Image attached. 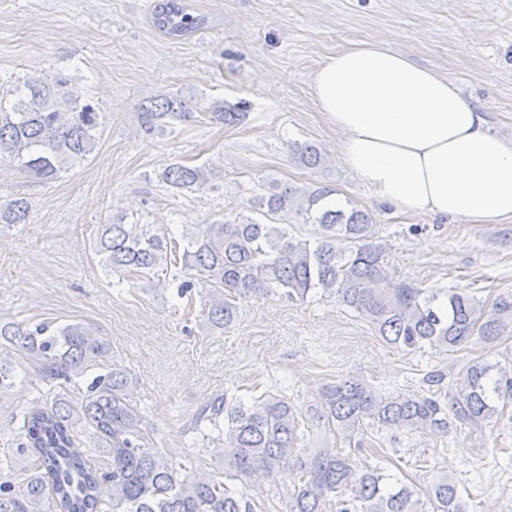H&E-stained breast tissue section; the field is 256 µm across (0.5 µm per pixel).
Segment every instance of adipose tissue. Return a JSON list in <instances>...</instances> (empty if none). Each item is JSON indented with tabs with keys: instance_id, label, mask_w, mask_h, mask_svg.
Returning a JSON list of instances; mask_svg holds the SVG:
<instances>
[{
	"instance_id": "adipose-tissue-1",
	"label": "adipose tissue",
	"mask_w": 512,
	"mask_h": 512,
	"mask_svg": "<svg viewBox=\"0 0 512 512\" xmlns=\"http://www.w3.org/2000/svg\"><path fill=\"white\" fill-rule=\"evenodd\" d=\"M311 89L343 166L405 214L512 220V140L447 78L376 40L323 57Z\"/></svg>"
}]
</instances>
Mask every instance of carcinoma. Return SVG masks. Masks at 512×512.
<instances>
[{"label":"carcinoma","mask_w":512,"mask_h":512,"mask_svg":"<svg viewBox=\"0 0 512 512\" xmlns=\"http://www.w3.org/2000/svg\"><path fill=\"white\" fill-rule=\"evenodd\" d=\"M154 23L166 35L181 37L204 19L177 0H163L155 7ZM247 109L242 102L234 112L197 115L187 100L161 96L142 102L139 116L146 134L163 136L193 119L236 124ZM100 126L99 108L77 94L66 76L26 80L17 99L0 95V162L40 180L58 179L94 151ZM289 155L308 169L325 162L308 142L290 143ZM160 180L174 190L200 189L209 176L203 166L175 163ZM333 194L326 186L295 188L251 200V211L265 218L281 212L300 216L313 227L308 238L289 233L286 224L243 216L193 224L177 240L151 224H130L116 216L99 225L94 253L107 273L118 276L117 284L131 281L146 291L169 287L161 275L181 265L176 295L191 302L197 285L207 286L203 306L211 329H224L236 314L226 291L240 299L277 293L291 302L314 290L337 295L374 324L387 343L407 352L426 347L453 352L476 334L491 340L512 325V295L486 310L463 291L429 292L393 279L386 245L378 241L370 214L329 202ZM28 214L23 198L0 203V224H24ZM1 339L35 361L42 381L64 390L78 387L77 380L84 378L87 386L77 402L59 395L51 405L35 403L23 413L19 450L36 451L34 474L22 494L0 479V512H41L48 494L55 512H255L256 502L229 483L271 479L276 467L289 463L299 440L298 412L287 400L267 392L247 403L221 395L201 410L195 426L217 433L224 473L182 476L153 448L144 417L132 404L135 381L112 360L109 337L78 322H41L31 328L0 322ZM499 402L512 403V367L477 361L460 374L448 406L433 393L384 395L350 377L325 388L320 413L333 434L359 445L355 437L373 425L446 434L451 414L478 426L496 414ZM76 424L92 429L108 456L106 468L93 466L75 442L71 429ZM103 482L112 484L110 502L99 498ZM299 482L287 512H468L457 482L446 474L426 487L428 508L423 509L413 487L377 469H357L338 448H324L300 464Z\"/></svg>","instance_id":"obj_1"}]
</instances>
